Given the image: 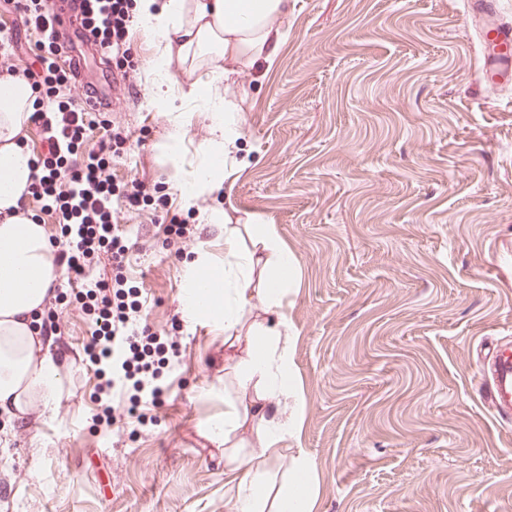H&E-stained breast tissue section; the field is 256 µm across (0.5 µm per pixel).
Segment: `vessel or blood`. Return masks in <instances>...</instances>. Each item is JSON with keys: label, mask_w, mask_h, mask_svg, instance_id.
I'll return each mask as SVG.
<instances>
[{"label": "vessel or blood", "mask_w": 512, "mask_h": 512, "mask_svg": "<svg viewBox=\"0 0 512 512\" xmlns=\"http://www.w3.org/2000/svg\"><path fill=\"white\" fill-rule=\"evenodd\" d=\"M54 38L57 40L65 66L72 74L81 92L83 104L107 109L109 102L102 94L101 85L120 86L122 78L117 72L108 71L101 77L89 78L82 55L71 49L78 25L82 18L81 0H49ZM467 16L477 26L481 37L495 36L498 47L483 46L484 71L503 84L512 83V54L506 53L512 44V24L500 21L493 0H468ZM480 374L485 383L481 400L492 415L501 421L512 420V341L497 339L482 358Z\"/></svg>", "instance_id": "1"}]
</instances>
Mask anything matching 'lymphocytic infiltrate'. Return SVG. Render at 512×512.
<instances>
[{
    "instance_id": "f902f5d3",
    "label": "lymphocytic infiltrate",
    "mask_w": 512,
    "mask_h": 512,
    "mask_svg": "<svg viewBox=\"0 0 512 512\" xmlns=\"http://www.w3.org/2000/svg\"><path fill=\"white\" fill-rule=\"evenodd\" d=\"M85 2L83 26L102 52L110 58L126 56L130 51L132 0ZM7 43L8 50L0 52V79L19 75L31 87H45L54 106V118L47 126L48 150L36 160L30 195L52 199L59 223L79 227L76 238L55 239L51 246L60 281L80 283L75 299L97 326L90 342V360L112 368L103 391L118 401L131 385L144 401L158 403L165 388L159 384L150 358L164 351L166 343L160 333L142 323L143 304L131 298L126 289L124 270L133 245L120 232L116 216L120 210H140L151 198L150 186L134 179L123 189H116L109 169L113 158L120 156L127 136L111 122L102 125L98 154L79 157L78 150L94 121L67 72L53 61L41 69L19 63L17 40L11 37ZM104 263L112 270L107 280L95 276Z\"/></svg>"
}]
</instances>
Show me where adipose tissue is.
Returning a JSON list of instances; mask_svg holds the SVG:
<instances>
[{
    "mask_svg": "<svg viewBox=\"0 0 512 512\" xmlns=\"http://www.w3.org/2000/svg\"><path fill=\"white\" fill-rule=\"evenodd\" d=\"M291 0H140L139 14L164 41V72L191 71L198 61L225 58L233 62L274 63L288 29ZM238 104L225 99L210 114L218 141L206 151V162L183 184L186 206L220 181L223 159L232 155L241 136L235 117ZM36 111L34 96L23 78L0 81V412L26 413L35 403L49 408L61 398V374L55 362L41 355L31 321L42 309L55 277L52 248L42 225L25 210L34 174V157L19 139ZM258 250L244 249L237 227L224 231V265L216 267L199 254L189 268L184 309L188 320L210 316L224 326L228 343L247 342L251 354L237 365L239 383L253 389L246 403L228 402L224 430L250 421L264 429V446L245 457L224 451V474L236 481L237 497L230 512H310L304 477L285 493L267 494L259 486L263 465L278 456V444L293 424L278 418L281 399L290 389L289 356L277 343L286 318L280 297L296 259L267 228L266 219L250 215ZM277 273L265 275L268 259Z\"/></svg>",
    "mask_w": 512,
    "mask_h": 512,
    "instance_id": "1",
    "label": "adipose tissue"
}]
</instances>
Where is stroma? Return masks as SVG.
Returning a JSON list of instances; mask_svg holds the SVG:
<instances>
[{"instance_id":"stroma-1","label":"stroma","mask_w":512,"mask_h":512,"mask_svg":"<svg viewBox=\"0 0 512 512\" xmlns=\"http://www.w3.org/2000/svg\"><path fill=\"white\" fill-rule=\"evenodd\" d=\"M292 2L277 64L229 86L209 62L157 80L164 43L134 24L135 93L108 114L129 136L112 178L151 181L126 227L152 247L126 275L178 354L144 423L96 430L95 325L65 289L60 402L0 413V512H228L217 426L240 386L223 327L182 307L196 254L224 264L216 210L263 214L297 259L281 295L295 422L271 466L281 487L302 465L311 512H512V424L481 402L477 372L512 336V84L484 80L466 0ZM228 87L242 167L186 207L179 183ZM176 134L177 171L162 152ZM171 213L195 231L178 249L162 245Z\"/></svg>"}]
</instances>
